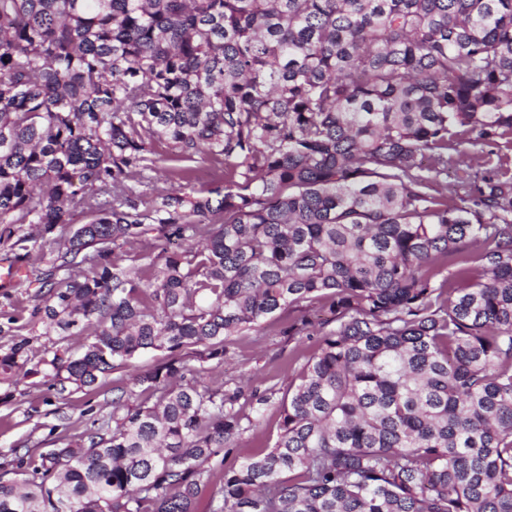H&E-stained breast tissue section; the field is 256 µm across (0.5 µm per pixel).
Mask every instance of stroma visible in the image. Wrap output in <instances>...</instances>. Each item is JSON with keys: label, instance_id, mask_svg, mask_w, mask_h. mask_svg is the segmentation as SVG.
I'll use <instances>...</instances> for the list:
<instances>
[{"label": "stroma", "instance_id": "35a3bbf8", "mask_svg": "<svg viewBox=\"0 0 512 512\" xmlns=\"http://www.w3.org/2000/svg\"><path fill=\"white\" fill-rule=\"evenodd\" d=\"M54 253L37 246L28 248L22 284L0 288V354L22 339L29 342L32 360L51 357L67 347L79 352L85 336L72 332L45 333L41 323L31 319L34 306L45 305L49 294L45 275L51 270ZM316 343L312 336H292L287 320L266 325L234 337L224 364L207 373L212 386L264 393L272 389L284 394L292 379L302 371ZM167 353L142 354L132 366L112 371L103 387L89 395H75L67 402L48 391L41 377L30 376L12 386H0V457L14 448L46 451L62 446L80 435L92 419L108 415L112 400L123 396L126 406L152 401V392L137 383L138 375L167 361ZM280 431L278 408H268L257 428L245 432L234 453L236 460L253 455L271 445Z\"/></svg>", "mask_w": 512, "mask_h": 512}]
</instances>
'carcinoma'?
I'll return each mask as SVG.
<instances>
[{
  "label": "carcinoma",
  "instance_id": "cac0c4a2",
  "mask_svg": "<svg viewBox=\"0 0 512 512\" xmlns=\"http://www.w3.org/2000/svg\"><path fill=\"white\" fill-rule=\"evenodd\" d=\"M501 143L512 0H0V224L57 253L45 328L91 331L16 342L0 384L195 361L12 449L0 512H197L209 485L206 512H512V177L475 163ZM304 302L329 319L287 395L251 417L205 384L275 316L311 335ZM265 405L277 439L212 483Z\"/></svg>",
  "mask_w": 512,
  "mask_h": 512
}]
</instances>
